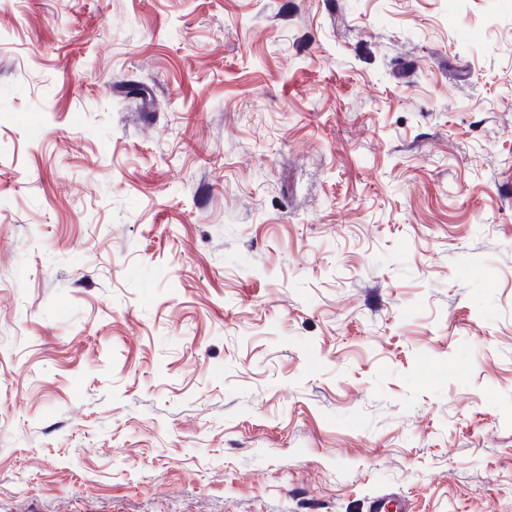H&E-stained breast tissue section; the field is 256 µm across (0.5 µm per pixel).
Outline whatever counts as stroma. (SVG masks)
I'll list each match as a JSON object with an SVG mask.
<instances>
[{"instance_id": "35a3bbf8", "label": "stroma", "mask_w": 512, "mask_h": 512, "mask_svg": "<svg viewBox=\"0 0 512 512\" xmlns=\"http://www.w3.org/2000/svg\"><path fill=\"white\" fill-rule=\"evenodd\" d=\"M388 493L512 512V0H0V512Z\"/></svg>"}]
</instances>
